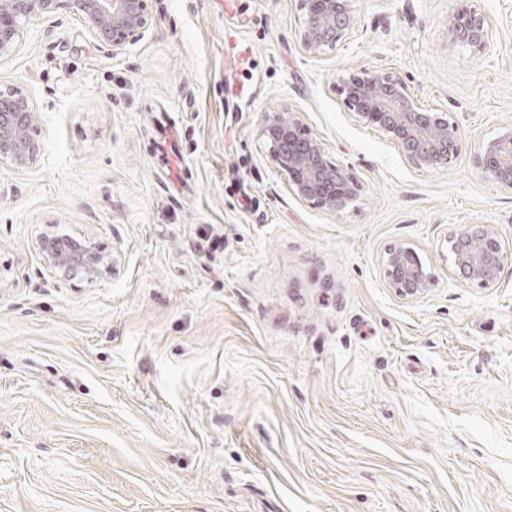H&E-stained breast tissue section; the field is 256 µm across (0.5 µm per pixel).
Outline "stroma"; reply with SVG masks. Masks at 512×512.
<instances>
[{
	"instance_id": "obj_1",
	"label": "stroma",
	"mask_w": 512,
	"mask_h": 512,
	"mask_svg": "<svg viewBox=\"0 0 512 512\" xmlns=\"http://www.w3.org/2000/svg\"><path fill=\"white\" fill-rule=\"evenodd\" d=\"M462 2L491 20L483 50L448 39ZM352 6L325 54L302 0H150L121 53L62 10L0 58L41 145L0 163V512H512V271L464 282L446 241L486 224L512 249V190L474 159L512 122V0ZM361 68L448 111L466 150L409 165L345 105ZM273 112L354 171L348 208L289 189ZM47 234L111 269L52 275ZM397 242L435 278L419 298L386 284Z\"/></svg>"
}]
</instances>
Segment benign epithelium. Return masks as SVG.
<instances>
[{"mask_svg":"<svg viewBox=\"0 0 512 512\" xmlns=\"http://www.w3.org/2000/svg\"><path fill=\"white\" fill-rule=\"evenodd\" d=\"M303 48L320 54L334 51L355 28L351 0H303ZM68 9L78 13L87 32L117 54L140 41L148 29V0H0V57L12 54L25 26L38 15ZM448 40L482 50L490 36L486 15L467 6L448 13ZM347 108L363 124L374 127L403 150L415 168L436 171L446 167L464 148L458 125L446 112L423 108L401 80L386 72L361 69L349 74L343 86ZM263 136L268 153L300 199L331 212L344 210L358 195L361 183L353 171L332 161L321 144L305 133L299 118L274 112L267 116ZM41 154L36 113L26 95L0 90V162L18 169L35 165ZM481 176L512 190V124L475 151ZM454 273L480 288H494L512 253L490 225H465L449 234ZM39 249L56 275L86 280L97 278L112 263L87 243L80 248L62 238H44ZM387 286L401 299L418 298L434 285V278L413 248L404 243L389 247L381 259Z\"/></svg>","mask_w":512,"mask_h":512,"instance_id":"obj_1","label":"benign epithelium"}]
</instances>
